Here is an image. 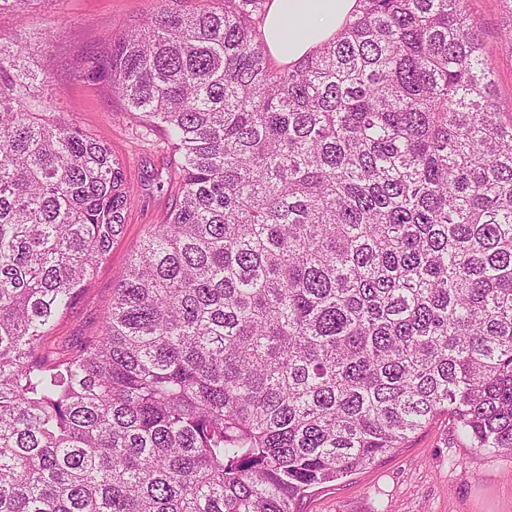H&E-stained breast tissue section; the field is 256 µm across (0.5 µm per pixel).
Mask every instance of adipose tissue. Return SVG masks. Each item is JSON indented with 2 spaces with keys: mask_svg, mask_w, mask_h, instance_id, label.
I'll list each match as a JSON object with an SVG mask.
<instances>
[{
  "mask_svg": "<svg viewBox=\"0 0 512 512\" xmlns=\"http://www.w3.org/2000/svg\"><path fill=\"white\" fill-rule=\"evenodd\" d=\"M358 0H270L264 24L273 58L292 64L334 39Z\"/></svg>",
  "mask_w": 512,
  "mask_h": 512,
  "instance_id": "ef3b65f1",
  "label": "adipose tissue"
}]
</instances>
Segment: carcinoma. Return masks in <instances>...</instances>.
Returning <instances> with one entry per match:
<instances>
[{"label": "carcinoma", "mask_w": 512, "mask_h": 512, "mask_svg": "<svg viewBox=\"0 0 512 512\" xmlns=\"http://www.w3.org/2000/svg\"><path fill=\"white\" fill-rule=\"evenodd\" d=\"M180 2L84 57L179 188L59 361L131 189L0 42V512H297L440 414L512 456V112L467 0H358L294 65L269 0Z\"/></svg>", "instance_id": "cac0c4a2"}]
</instances>
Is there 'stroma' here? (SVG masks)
<instances>
[{
  "label": "stroma",
  "mask_w": 512,
  "mask_h": 512,
  "mask_svg": "<svg viewBox=\"0 0 512 512\" xmlns=\"http://www.w3.org/2000/svg\"><path fill=\"white\" fill-rule=\"evenodd\" d=\"M156 6L157 0H35L24 12H0V37L24 48L36 93L58 119L108 144L133 189L123 234L46 339L60 358L99 332L129 257L151 225L162 222L176 191L163 133L125 111L106 81L78 72L87 52ZM469 9L495 75L496 100L501 111L512 112V51L501 36L500 0H469ZM300 512H512V457L463 447L440 416L406 448L313 490Z\"/></svg>",
  "instance_id": "35a3bbf8"
}]
</instances>
